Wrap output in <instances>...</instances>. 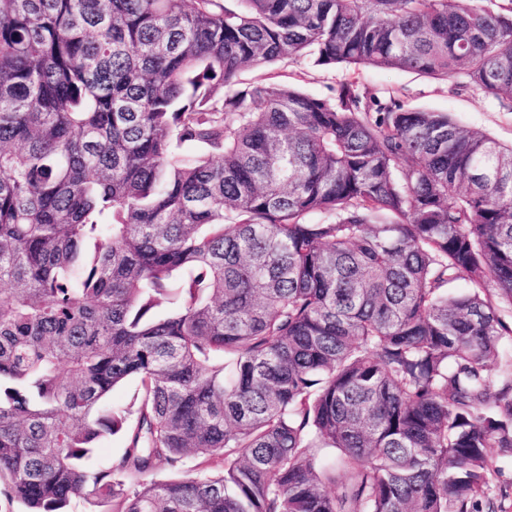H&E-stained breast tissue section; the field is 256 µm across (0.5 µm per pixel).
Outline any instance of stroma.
Returning <instances> with one entry per match:
<instances>
[{"label": "stroma", "mask_w": 512, "mask_h": 512, "mask_svg": "<svg viewBox=\"0 0 512 512\" xmlns=\"http://www.w3.org/2000/svg\"><path fill=\"white\" fill-rule=\"evenodd\" d=\"M359 84L393 91L405 106L448 113L459 125L478 129L504 145L512 144V112L479 92H450L447 81L406 70H382L362 67L349 70L342 67L321 68L306 62H286L265 68H250L240 76L243 84L259 81L290 85L319 97H334L340 85L348 80Z\"/></svg>", "instance_id": "1"}]
</instances>
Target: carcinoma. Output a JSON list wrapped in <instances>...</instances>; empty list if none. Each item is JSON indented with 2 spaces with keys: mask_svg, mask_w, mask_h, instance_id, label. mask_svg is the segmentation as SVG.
<instances>
[{
  "mask_svg": "<svg viewBox=\"0 0 512 512\" xmlns=\"http://www.w3.org/2000/svg\"><path fill=\"white\" fill-rule=\"evenodd\" d=\"M304 59L512 111V0H0V480L23 512H497L512 146L355 81L239 87ZM131 379L133 423L107 402ZM160 465L181 475L129 489ZM124 447L125 441L121 434L109 437L95 448L88 461L89 468L93 471L107 470L112 464V459L120 455Z\"/></svg>",
  "mask_w": 512,
  "mask_h": 512,
  "instance_id": "1",
  "label": "carcinoma"
}]
</instances>
